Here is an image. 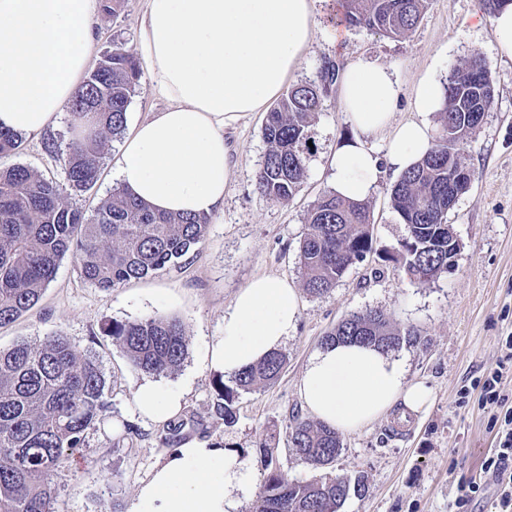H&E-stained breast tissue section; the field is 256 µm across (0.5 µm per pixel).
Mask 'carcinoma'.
<instances>
[{"instance_id": "1", "label": "carcinoma", "mask_w": 512, "mask_h": 512, "mask_svg": "<svg viewBox=\"0 0 512 512\" xmlns=\"http://www.w3.org/2000/svg\"><path fill=\"white\" fill-rule=\"evenodd\" d=\"M430 0H337L345 24L402 39L411 34ZM141 74L137 60L116 46L80 83L67 112L70 125L86 128L65 160L60 184L24 166H0V327L16 322L41 300L57 266L71 252L81 276L108 291L153 275L177 263L200 244L210 217L154 211L119 189L91 219L70 202L74 192L91 188L109 135L124 129L131 94ZM336 64L325 62L320 80L289 87L266 113L267 151L256 173L259 191L272 201L290 200L306 178L309 127L331 86ZM494 87L486 60L472 56L448 77L445 105L438 113L439 135L413 167L401 173L391 190V207L408 235L386 259L418 281H431L453 266L459 252L448 224L458 197L455 177L472 169L461 146L490 111ZM22 136L0 129V158L15 152ZM373 249L366 202L324 193L313 205L299 259L303 287L321 296L336 286L351 266ZM108 335L136 370L168 374L186 358L188 342L176 319L149 318L114 323ZM376 310L354 313L325 336V342H359L385 353L410 342ZM286 355L278 350L235 373L231 384L217 383L213 413L235 422L234 402L241 392L275 382ZM106 379L94 359L62 335L33 346L21 342L0 350V512H51L53 478L69 455L96 430L109 405ZM290 451L316 468L332 465L343 450L336 430L295 418ZM364 480L325 474L290 482L268 471L249 512H341Z\"/></svg>"}]
</instances>
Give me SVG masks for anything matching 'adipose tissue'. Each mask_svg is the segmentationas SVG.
Wrapping results in <instances>:
<instances>
[{"label": "adipose tissue", "instance_id": "obj_1", "mask_svg": "<svg viewBox=\"0 0 512 512\" xmlns=\"http://www.w3.org/2000/svg\"><path fill=\"white\" fill-rule=\"evenodd\" d=\"M96 0H0V127L42 132L65 112L93 47ZM315 0H146L139 53L151 89L167 107L137 122L121 149V189L168 212L216 215L233 174L226 131L263 110L299 69L315 38ZM340 96L355 130L330 162V189L351 200L369 197L382 162L402 171L432 143L426 116L438 111L444 88L422 77L415 120L394 122L401 86L390 68L358 59L346 64ZM386 136V159L367 145ZM297 296L286 281L257 277L224 314V331L208 357L234 373L272 351L294 328ZM299 394L317 421L349 433L396 404L426 406L429 390L406 383L390 355L361 344L328 343L312 357ZM135 400L153 420L173 417L180 392L146 384ZM254 492L239 452L192 440L175 448L141 483L127 512H239Z\"/></svg>", "mask_w": 512, "mask_h": 512}]
</instances>
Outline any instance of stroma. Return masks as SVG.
Returning a JSON list of instances; mask_svg holds the SVG:
<instances>
[{"label": "stroma", "mask_w": 512, "mask_h": 512, "mask_svg": "<svg viewBox=\"0 0 512 512\" xmlns=\"http://www.w3.org/2000/svg\"><path fill=\"white\" fill-rule=\"evenodd\" d=\"M315 9L320 31L293 82L318 80L328 60L340 68L358 58L376 61L391 67L400 83L399 122L417 119L411 100L426 72L444 83L473 55L488 62L494 104L464 146L474 178L448 215L461 243L453 267L419 283L385 260V251L407 235L391 207V188L400 176L391 169L368 198L372 251L329 293L309 295L302 283L299 243L309 210L329 188L331 157L353 130L338 89H331L311 127L313 148L301 190L288 201L274 202L255 186L267 144L263 113L250 114L228 132L237 151L224 211L211 218L204 241L188 259L105 292L83 280L72 256H65L39 304L0 328L4 350L62 334L94 356L106 378L108 420L87 435L55 477V512H127L137 487L169 452L165 437L173 422L181 426V442L206 440L237 450L256 481H263L269 465L291 482L318 477V469L288 451L294 416L309 415L298 385L325 335L351 313L369 309L412 332L413 342L394 357L406 382L430 390L431 402L405 416L392 410L343 434L335 472L364 476L366 491L350 496L341 512H449L459 486L472 482L480 486L472 512H497L496 482L482 468L498 446L492 424L497 409L483 401L477 382L512 355L505 345L512 335V58L497 52L491 17L476 19L481 0H430L418 26L404 39L339 25L336 0H316ZM144 11L145 0H123L116 16L98 15L91 64L116 44L137 53ZM334 28L340 29L342 43L329 39L327 32ZM71 142L63 117L43 133L24 137L21 147L0 164L22 165L61 182ZM122 143L119 137L109 140L98 181L73 195L72 204L85 216H93L116 189L114 170ZM260 276L287 281L295 289L299 318L281 347L287 363L280 378L241 393L235 403L237 419L227 425L212 413L221 374L209 368L206 358L224 330V313L236 294ZM146 318H173L184 327L188 354L172 373L152 377L133 369L105 333L112 323ZM149 381L182 391V407L172 422L138 412L136 392ZM126 421L135 425L136 434L125 435Z\"/></svg>", "instance_id": "obj_1"}]
</instances>
